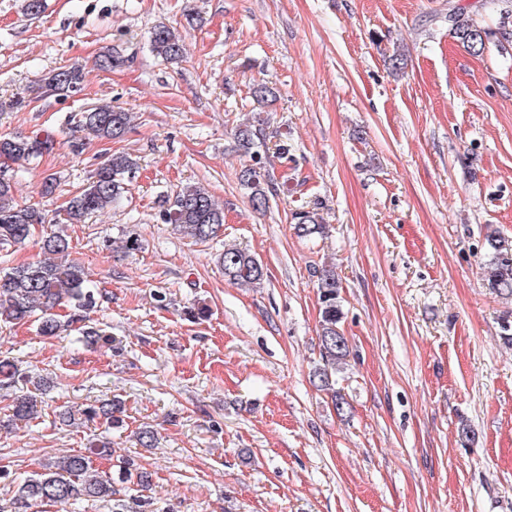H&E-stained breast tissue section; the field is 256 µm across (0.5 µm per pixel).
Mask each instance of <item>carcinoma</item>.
<instances>
[{
    "label": "carcinoma",
    "mask_w": 512,
    "mask_h": 512,
    "mask_svg": "<svg viewBox=\"0 0 512 512\" xmlns=\"http://www.w3.org/2000/svg\"><path fill=\"white\" fill-rule=\"evenodd\" d=\"M450 33L469 52L478 55L485 49L490 32L478 27L459 11L448 13ZM151 51L163 59L176 63L185 54V37L175 28L158 24L147 37ZM84 81V70L73 65L53 73L46 86L54 91H74ZM131 113L110 104H95L80 113L71 139L70 150L79 154L87 141H112L120 138L130 125ZM55 146L54 137L34 132L0 138V157L15 163L30 164ZM135 168L133 159L123 153H114L91 176L88 185L73 195L63 211L68 224H82L92 215L119 202L125 192L124 177ZM241 185L250 190L254 208H266L268 196L262 186L260 173L245 166L239 173ZM164 219L175 225L178 232L197 241H207L218 235L224 226V210L199 186H185L175 195ZM297 231L311 237L324 233V224L316 210L295 213ZM47 223V215L40 209L21 206L14 199V175L0 170V248L25 242L35 225ZM490 253L491 288L501 295L512 296V240L496 233L486 236ZM46 258L23 263L0 274V323L20 324L36 319L37 332L42 336L59 335L62 324L54 313L60 305L71 308L68 322L81 323L87 311L96 304L89 289L84 267L70 260L69 236L58 231L43 241ZM218 262L224 276L241 287H255L267 276L263 265L248 252L227 247ZM340 282L331 269L322 271L318 278L320 303L321 363L314 369L315 387L326 392L340 416L347 412L349 403L336 390V373L343 369L350 355L347 338L340 328L343 312L339 297ZM42 401L30 392L14 397L10 407L16 421L29 422L39 417ZM122 400L114 397L98 406L81 410L85 420L103 418L114 428L120 427ZM112 455V437L106 435L90 447V454H69L44 465L41 472L31 474L18 485L10 502L11 512H29L37 503L75 506L86 498H110L117 494L114 478L102 476L93 469L90 455ZM119 482L145 486L148 475L123 462L119 469Z\"/></svg>",
    "instance_id": "cac0c4a2"
}]
</instances>
